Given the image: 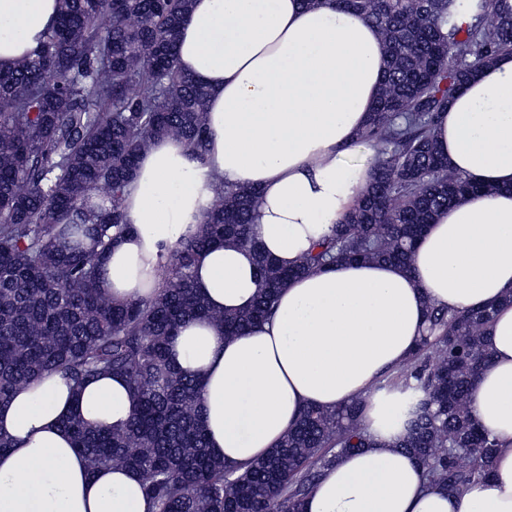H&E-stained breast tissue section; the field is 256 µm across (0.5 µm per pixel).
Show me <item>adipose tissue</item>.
<instances>
[{"label": "adipose tissue", "mask_w": 512, "mask_h": 512, "mask_svg": "<svg viewBox=\"0 0 512 512\" xmlns=\"http://www.w3.org/2000/svg\"><path fill=\"white\" fill-rule=\"evenodd\" d=\"M58 13V0H0V69L26 58ZM180 68L209 90L203 161L184 142L156 140L123 200L131 229L99 276L107 296L154 295V270L192 236L219 187H254L256 231L279 264L292 266L326 235L370 180L342 156L374 107L387 57L361 14L330 0H192L178 47ZM453 171L481 185L441 212L409 266L339 262L288 282L269 321L228 338L205 319L172 342L175 367L203 378L210 449L229 465L264 455L301 409L363 398L373 447L325 469L305 512H512V53L499 55L458 91L435 123ZM194 286L216 312L249 307L259 283L250 251L233 242L203 252ZM498 310L487 332L492 364L470 410L500 441L493 473L460 492L432 487L394 443L395 406L373 390L416 348L427 304ZM136 401L125 377L73 390L60 375L15 390L0 405V512H149L142 476L125 467L90 471L62 423L120 426Z\"/></svg>", "instance_id": "obj_1"}]
</instances>
